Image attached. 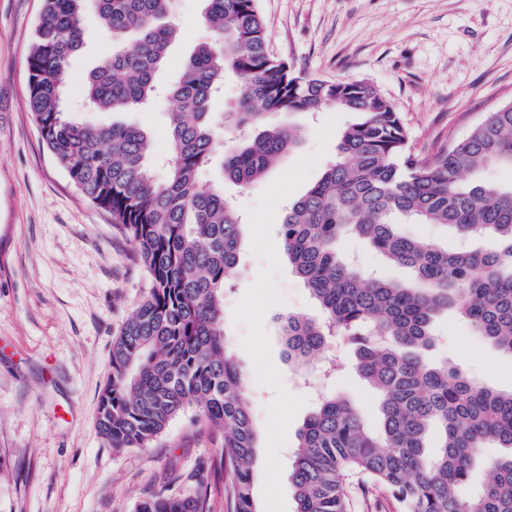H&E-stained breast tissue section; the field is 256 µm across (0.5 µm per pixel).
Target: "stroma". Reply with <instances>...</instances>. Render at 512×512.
I'll return each instance as SVG.
<instances>
[{
	"instance_id": "35a3bbf8",
	"label": "stroma",
	"mask_w": 512,
	"mask_h": 512,
	"mask_svg": "<svg viewBox=\"0 0 512 512\" xmlns=\"http://www.w3.org/2000/svg\"><path fill=\"white\" fill-rule=\"evenodd\" d=\"M42 0H0V512H134L166 489L202 483L226 512L222 439L194 409L149 447H108L97 422L112 374V341L148 286L134 246L88 201L43 147L27 106V54ZM270 54L329 81L363 80L399 112L415 152L464 137L486 112L512 103V0H258ZM203 0H171L178 37L157 70L175 82L184 60L212 33ZM85 47L70 62L68 106L87 123L144 129L154 156L168 153L165 99L136 112H87L84 78L112 49L94 9ZM301 129L298 147L262 181L224 193L242 214L246 243L224 295V327L240 367L258 436L252 494L259 512H294L290 455L321 400L358 406L381 428L375 391L351 366L354 348L335 340L334 375L290 364L283 317L322 311L289 264L279 236L289 203L336 157L346 113L272 116ZM434 365L458 367L482 386L512 390V357L452 313L434 321Z\"/></svg>"
}]
</instances>
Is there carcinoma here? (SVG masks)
I'll return each mask as SVG.
<instances>
[{"mask_svg": "<svg viewBox=\"0 0 512 512\" xmlns=\"http://www.w3.org/2000/svg\"><path fill=\"white\" fill-rule=\"evenodd\" d=\"M213 40L186 59L169 90L165 176L155 175L146 132L114 122L90 125L68 112L67 72L84 44L82 16L94 4L112 51L85 78L86 107L130 112L154 97V75L174 30L169 0H43L28 54L27 102L43 145L75 187L112 216L136 246L150 286L112 342V376L100 399L99 431L114 450L146 448L185 409L224 434L220 464L229 512H258L251 493L258 463L241 372L227 345L224 291L239 264L243 224L224 187L200 172L252 186L299 143L297 128L267 115L320 112L354 116L336 159L288 206L280 236L288 262L317 300L319 320L282 323L289 362L319 359L330 336L356 346V370L378 395L380 434L344 399L322 400L299 433L291 458L295 512H349L348 487L383 489L403 512H512V456L488 460L490 480L471 498L458 490L490 448L512 452V391L479 385L454 367H431L440 312H457L512 356V181L471 175L491 165L512 170V104L462 139L421 155L399 112L363 81L327 82L295 72L267 52L257 0H204ZM240 82L235 111H211L226 72ZM240 131L227 154L219 132ZM444 224L486 245L450 253L398 230L400 220ZM358 237L411 283L379 279L347 262L337 246ZM439 437L435 454L425 439ZM135 512H213L203 491L163 492Z\"/></svg>", "mask_w": 512, "mask_h": 512, "instance_id": "1", "label": "carcinoma"}]
</instances>
